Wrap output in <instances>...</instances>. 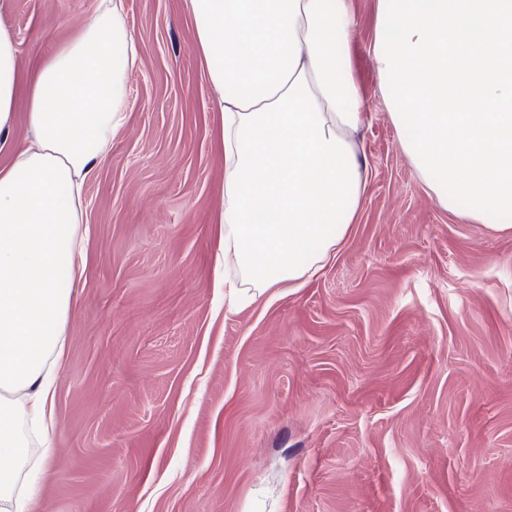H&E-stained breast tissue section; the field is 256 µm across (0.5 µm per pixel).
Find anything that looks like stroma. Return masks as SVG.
<instances>
[{
    "instance_id": "35a3bbf8",
    "label": "stroma",
    "mask_w": 512,
    "mask_h": 512,
    "mask_svg": "<svg viewBox=\"0 0 512 512\" xmlns=\"http://www.w3.org/2000/svg\"><path fill=\"white\" fill-rule=\"evenodd\" d=\"M138 59L88 180L86 271L32 512H512V231L443 208L402 151L369 47L368 186L299 290L224 305L221 128L184 0H124ZM98 0H8L18 67Z\"/></svg>"
}]
</instances>
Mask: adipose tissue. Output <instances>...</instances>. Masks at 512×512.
I'll list each match as a JSON object with an SVG mask.
<instances>
[{"mask_svg": "<svg viewBox=\"0 0 512 512\" xmlns=\"http://www.w3.org/2000/svg\"><path fill=\"white\" fill-rule=\"evenodd\" d=\"M198 55L222 117L224 196L218 209L229 301L241 289L300 288L354 223L367 184L357 140L364 99L351 63L358 19L349 0H185ZM0 22V140L17 106L29 137L0 167V512H30L20 475L50 458L25 453L24 418L52 426L70 274L85 267L83 189L126 122L137 48L122 0L90 21L27 78Z\"/></svg>", "mask_w": 512, "mask_h": 512, "instance_id": "ef3b65f1", "label": "adipose tissue"}]
</instances>
